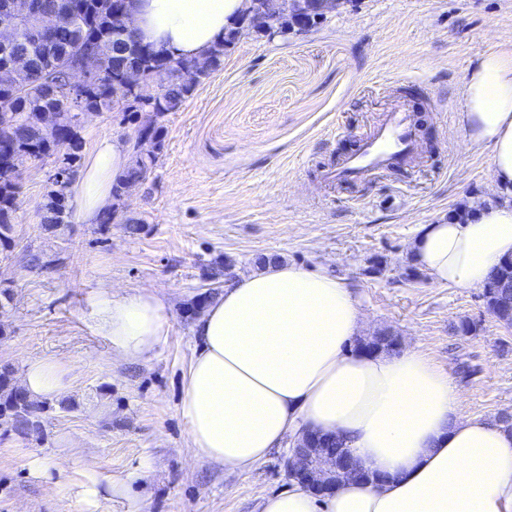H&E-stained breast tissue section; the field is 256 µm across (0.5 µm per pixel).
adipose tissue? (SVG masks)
I'll list each match as a JSON object with an SVG mask.
<instances>
[{
	"label": "adipose tissue",
	"instance_id": "ef3b65f1",
	"mask_svg": "<svg viewBox=\"0 0 512 512\" xmlns=\"http://www.w3.org/2000/svg\"><path fill=\"white\" fill-rule=\"evenodd\" d=\"M245 0H135L133 31L154 51L197 58L240 18ZM460 123L466 142L491 149L490 168L512 188V54L489 53L466 72ZM130 164L117 139L101 140L76 188L80 216L96 221ZM438 286H480L512 257V199L423 225L411 244ZM89 314L113 355L149 359L167 339L165 304L139 290H102ZM364 328L350 288L322 272L282 263L228 283L194 327L197 343L179 412L197 459L245 470L308 428L337 433L381 487L346 482L321 498L300 485L265 497L261 512H512V428L461 408L448 375L409 349L351 351ZM58 360L28 364L30 398L67 386Z\"/></svg>",
	"mask_w": 512,
	"mask_h": 512
}]
</instances>
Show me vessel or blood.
<instances>
[{
    "mask_svg": "<svg viewBox=\"0 0 512 512\" xmlns=\"http://www.w3.org/2000/svg\"><path fill=\"white\" fill-rule=\"evenodd\" d=\"M417 154L418 135L413 114L407 105L397 103L361 137L356 153L323 168L321 177L328 185L355 182L401 163L413 164Z\"/></svg>",
    "mask_w": 512,
    "mask_h": 512,
    "instance_id": "vessel-or-blood-1",
    "label": "vessel or blood"
}]
</instances>
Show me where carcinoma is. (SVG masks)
<instances>
[{
  "label": "carcinoma",
  "mask_w": 512,
  "mask_h": 512,
  "mask_svg": "<svg viewBox=\"0 0 512 512\" xmlns=\"http://www.w3.org/2000/svg\"><path fill=\"white\" fill-rule=\"evenodd\" d=\"M43 12H55L62 17L58 27L44 42L28 41L24 29L12 45L11 53L27 58L26 67L15 72L13 83L22 94L11 96L0 103L14 117L12 138L0 146V251H9L15 245V214L21 186L18 176L26 166L46 157L54 156L68 169L75 170L84 149L82 127L72 124L69 108L62 100L44 93L36 94L32 85L39 83L38 71L44 56L57 51L90 43L95 53V63L101 72L102 83L87 99L88 112H111L115 99L124 96L123 86L136 83L139 77L162 68L167 72L164 93L155 99L122 109L124 117L138 123L148 115L152 118V136L156 140L155 151L149 155L133 152L128 168L119 174L112 186L115 199L149 180L159 161L163 148L164 129L160 120L169 112H177L193 96L195 87L182 81L181 70L190 61L200 67L206 77L224 67V57L237 44L235 29L224 33L223 40L200 58H188L157 53L143 46L131 31H124L112 19L113 0H36ZM265 15L277 23L288 38L287 31L296 25L294 5L283 11L281 0H264ZM54 110L60 116L61 126L70 129V137H55L43 122L42 114ZM69 186L56 185L47 195L44 206V222L51 227L69 223L70 210L66 206ZM482 298L487 311L494 315L500 305L512 303V258L502 261L482 284ZM399 336L390 329H382L375 335L358 339L356 346L373 349H390ZM12 369L0 366V427L12 428L21 433L40 429V414L46 402L31 399L11 384Z\"/></svg>",
  "instance_id": "1"
}]
</instances>
